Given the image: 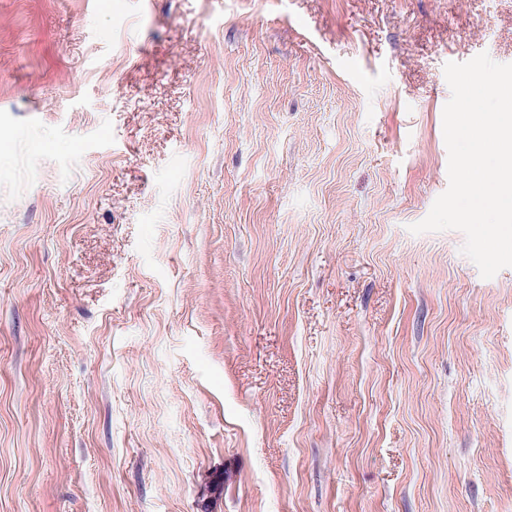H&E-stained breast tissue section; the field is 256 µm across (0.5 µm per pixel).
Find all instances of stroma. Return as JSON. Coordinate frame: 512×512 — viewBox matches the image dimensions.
<instances>
[{"label": "stroma", "instance_id": "1", "mask_svg": "<svg viewBox=\"0 0 512 512\" xmlns=\"http://www.w3.org/2000/svg\"><path fill=\"white\" fill-rule=\"evenodd\" d=\"M512 0H0V512H512V267L411 233Z\"/></svg>", "mask_w": 512, "mask_h": 512}]
</instances>
